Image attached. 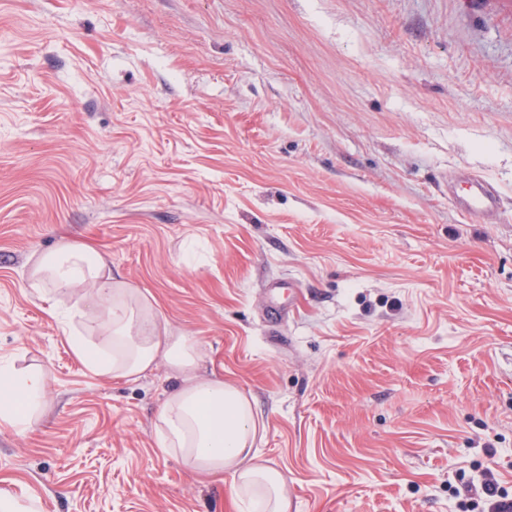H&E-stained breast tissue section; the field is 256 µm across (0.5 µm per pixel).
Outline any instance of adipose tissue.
I'll use <instances>...</instances> for the list:
<instances>
[{"label": "adipose tissue", "instance_id": "adipose-tissue-1", "mask_svg": "<svg viewBox=\"0 0 512 512\" xmlns=\"http://www.w3.org/2000/svg\"><path fill=\"white\" fill-rule=\"evenodd\" d=\"M27 286L44 301L64 292L77 295L82 312L60 313L61 323L70 326L79 314L91 332L109 335L108 350L82 332L72 330L69 336L75 354L92 372L135 380L157 363L166 364L177 385L157 415L159 447L179 454L194 471L229 475L232 493L246 498L256 512H288L285 476L254 449L257 424L250 398L222 379L200 378L196 339L173 334L149 301L113 277L106 255L87 245L61 243L38 255ZM45 391L43 373L0 367V419L26 431L29 412Z\"/></svg>", "mask_w": 512, "mask_h": 512}]
</instances>
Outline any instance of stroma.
<instances>
[{
    "mask_svg": "<svg viewBox=\"0 0 512 512\" xmlns=\"http://www.w3.org/2000/svg\"><path fill=\"white\" fill-rule=\"evenodd\" d=\"M63 240L252 399L289 512L512 492V0H0V364L47 377L28 432L0 421V497L247 512L158 448L166 365L90 371L74 296L27 288ZM463 179L468 186L459 202L463 214L473 223H485L497 206L496 193L478 175L462 173L451 178V182Z\"/></svg>",
    "mask_w": 512,
    "mask_h": 512,
    "instance_id": "1",
    "label": "stroma"
}]
</instances>
